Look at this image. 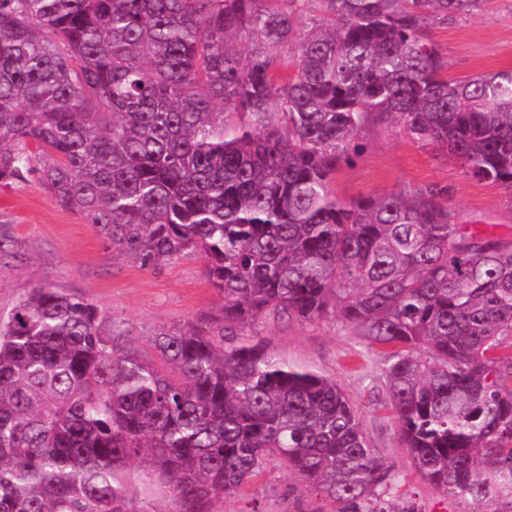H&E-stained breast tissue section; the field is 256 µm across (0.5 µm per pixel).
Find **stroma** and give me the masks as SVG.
<instances>
[{"mask_svg":"<svg viewBox=\"0 0 512 512\" xmlns=\"http://www.w3.org/2000/svg\"><path fill=\"white\" fill-rule=\"evenodd\" d=\"M431 41L458 78L512 69V0H487L483 10L431 23ZM359 146L332 181L338 198H379L403 187L450 189L458 223L493 225L512 237V195L496 184L466 176L459 164L400 134L389 121L370 118L358 130ZM50 286L93 302L124 349L153 358L160 331L200 320L219 298L194 254L152 270L103 238L94 225L58 206L50 191L30 178L0 185V313L30 289ZM264 340L288 364L336 380L354 403L363 432L395 477L381 493L389 512H467V502L424 481L403 447L389 397L379 377L375 347L346 324L329 317L312 322L261 319L242 331ZM262 512H335L298 475L270 462L245 500L230 499L224 512H241L244 501Z\"/></svg>","mask_w":512,"mask_h":512,"instance_id":"stroma-1","label":"stroma"}]
</instances>
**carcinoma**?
Instances as JSON below:
<instances>
[{
    "instance_id": "obj_1",
    "label": "carcinoma",
    "mask_w": 512,
    "mask_h": 512,
    "mask_svg": "<svg viewBox=\"0 0 512 512\" xmlns=\"http://www.w3.org/2000/svg\"><path fill=\"white\" fill-rule=\"evenodd\" d=\"M485 0H0V185L35 176L206 325L119 352L89 300L0 315V512H224L276 460L340 512L393 479L336 381L238 331L332 314L371 346L422 479L512 512V239L446 188L339 199L372 115L512 190V70L457 81L430 20ZM504 504L507 510L486 509Z\"/></svg>"
}]
</instances>
